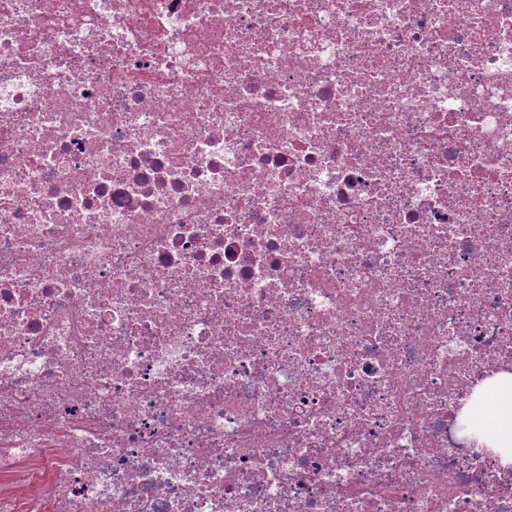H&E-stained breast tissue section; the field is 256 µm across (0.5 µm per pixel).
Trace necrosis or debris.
<instances>
[{
  "instance_id": "necrosis-or-debris-1",
  "label": "necrosis or debris",
  "mask_w": 512,
  "mask_h": 512,
  "mask_svg": "<svg viewBox=\"0 0 512 512\" xmlns=\"http://www.w3.org/2000/svg\"><path fill=\"white\" fill-rule=\"evenodd\" d=\"M512 0H0V512H512ZM481 412L488 426L479 443L493 448L503 464L512 463V374L489 381Z\"/></svg>"
}]
</instances>
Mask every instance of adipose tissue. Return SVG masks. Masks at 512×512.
<instances>
[{
    "instance_id": "adipose-tissue-1",
    "label": "adipose tissue",
    "mask_w": 512,
    "mask_h": 512,
    "mask_svg": "<svg viewBox=\"0 0 512 512\" xmlns=\"http://www.w3.org/2000/svg\"><path fill=\"white\" fill-rule=\"evenodd\" d=\"M481 412L487 431L480 444L494 449L502 463H512V374L490 380Z\"/></svg>"
}]
</instances>
